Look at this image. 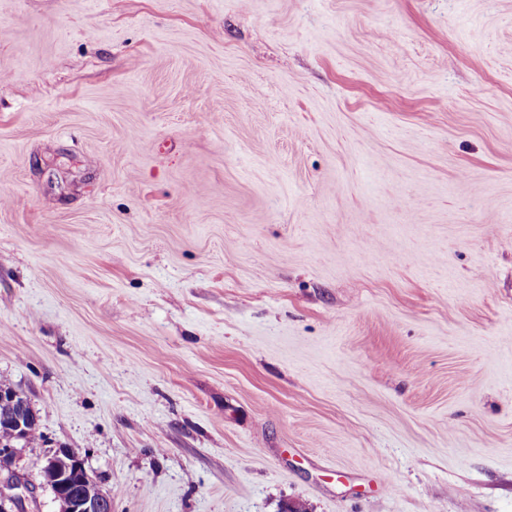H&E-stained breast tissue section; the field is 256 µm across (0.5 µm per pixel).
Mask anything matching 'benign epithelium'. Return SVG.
<instances>
[{
  "mask_svg": "<svg viewBox=\"0 0 512 512\" xmlns=\"http://www.w3.org/2000/svg\"><path fill=\"white\" fill-rule=\"evenodd\" d=\"M0 399L11 405L10 410L0 415V423L12 429L16 437L15 443L0 447V512H9L6 505H20L23 494L29 491L28 483L12 468L18 445L23 440L28 401L14 389L1 390ZM40 474L42 485L54 495L58 512H112V494L100 488L77 451L60 448L46 455Z\"/></svg>",
  "mask_w": 512,
  "mask_h": 512,
  "instance_id": "benign-epithelium-1",
  "label": "benign epithelium"
}]
</instances>
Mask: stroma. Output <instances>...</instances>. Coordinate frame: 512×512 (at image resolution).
<instances>
[{"mask_svg":"<svg viewBox=\"0 0 512 512\" xmlns=\"http://www.w3.org/2000/svg\"><path fill=\"white\" fill-rule=\"evenodd\" d=\"M112 512H512V0H0V381Z\"/></svg>","mask_w":512,"mask_h":512,"instance_id":"obj_1","label":"stroma"}]
</instances>
